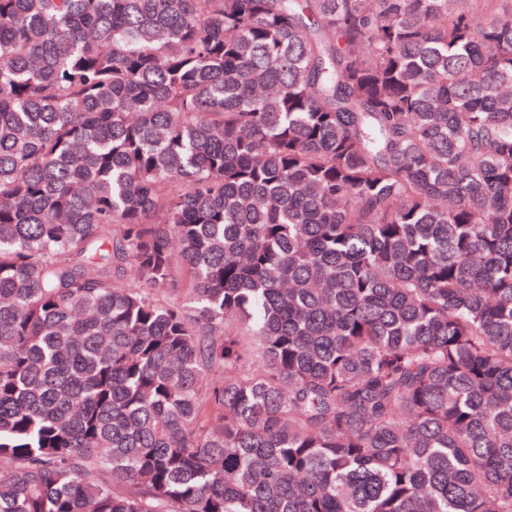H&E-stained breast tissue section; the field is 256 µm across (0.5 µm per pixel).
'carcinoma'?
Wrapping results in <instances>:
<instances>
[{
    "label": "carcinoma",
    "mask_w": 512,
    "mask_h": 512,
    "mask_svg": "<svg viewBox=\"0 0 512 512\" xmlns=\"http://www.w3.org/2000/svg\"><path fill=\"white\" fill-rule=\"evenodd\" d=\"M0 462L512 512V0H0Z\"/></svg>",
    "instance_id": "cac0c4a2"
}]
</instances>
